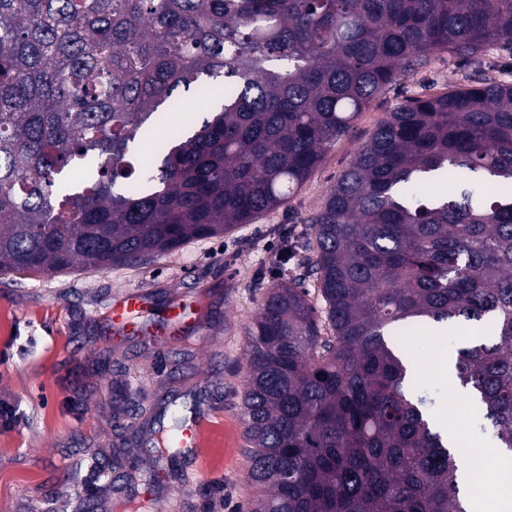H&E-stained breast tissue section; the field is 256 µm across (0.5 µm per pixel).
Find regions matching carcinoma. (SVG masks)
Segmentation results:
<instances>
[{
	"label": "carcinoma",
	"instance_id": "obj_1",
	"mask_svg": "<svg viewBox=\"0 0 512 512\" xmlns=\"http://www.w3.org/2000/svg\"><path fill=\"white\" fill-rule=\"evenodd\" d=\"M512 50V0H0V273L133 267L294 195L360 114L448 49ZM512 84L406 99L310 217L305 276L246 345L249 512H470L409 367L431 325L512 460ZM447 192L427 194L428 183ZM151 463H180L176 438Z\"/></svg>",
	"mask_w": 512,
	"mask_h": 512
}]
</instances>
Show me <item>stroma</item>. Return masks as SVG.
<instances>
[{
    "label": "stroma",
    "instance_id": "35a3bbf8",
    "mask_svg": "<svg viewBox=\"0 0 512 512\" xmlns=\"http://www.w3.org/2000/svg\"><path fill=\"white\" fill-rule=\"evenodd\" d=\"M480 65L454 52L432 57L360 114L288 202L221 237L195 240L137 267L78 269L70 273L0 275V403L14 407L0 423V512H114L115 483L97 464L121 457L136 465L143 450L117 407L130 390L151 408L166 393L195 394L211 414L195 451L194 467L172 472L151 512H241L250 491L241 398L246 336L266 289L277 282L285 244L304 253L317 211L355 152L407 98L425 90L471 84L482 75L512 83V53L488 44ZM139 290L149 299L147 326L160 324L171 304L204 301L209 318L188 345L157 351L142 334L103 343L113 302ZM473 329L455 324L447 334L423 333L414 349L420 387L429 389L445 417L460 415L468 443L481 450L488 479L512 475L491 446L475 407L448 378L449 354Z\"/></svg>",
    "mask_w": 512,
    "mask_h": 512
}]
</instances>
